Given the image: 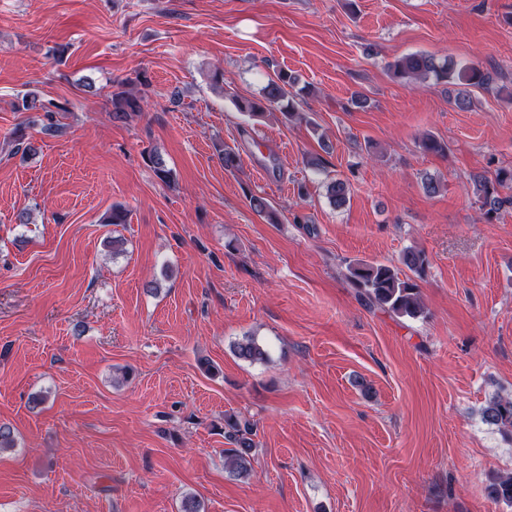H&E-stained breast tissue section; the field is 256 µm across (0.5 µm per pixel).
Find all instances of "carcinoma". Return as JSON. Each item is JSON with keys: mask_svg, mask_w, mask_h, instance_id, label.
<instances>
[{"mask_svg": "<svg viewBox=\"0 0 512 512\" xmlns=\"http://www.w3.org/2000/svg\"><path fill=\"white\" fill-rule=\"evenodd\" d=\"M393 78L405 82L421 77H432L435 81L458 87L454 98L450 99L459 110L468 108L471 89L487 88L492 81L490 73L476 63H461L453 59H438L425 53H414L400 57L387 65ZM295 79L280 71L268 78L262 89L261 97L237 101L242 112L259 116L270 108L278 107L290 114L294 111V95L291 92ZM144 96H134L124 90V84H118L112 93V112L118 119H123L131 112L142 110ZM57 105L52 101H41L31 92H27L14 104L18 112L41 111L45 113L47 123L41 127V133L55 137L61 133V127L52 120V113ZM14 154L28 155L36 150L32 142L26 140L24 129L19 127L13 132ZM421 146L424 151L440 156L448 154L445 142L431 134L423 136ZM149 161L156 176L169 183L175 179L172 169L168 168L162 155L157 150L149 154ZM475 193L483 199V205L494 211L503 200L498 189L512 186V171H501L495 182L488 181L482 175L472 177ZM351 186L344 179L337 178L327 185L330 202L343 206L349 199ZM249 205L253 211L266 218L270 224L278 223V216L273 206L263 197L252 195ZM401 263L413 274L424 273L427 260L425 255L416 250L403 253ZM349 280L358 289V294L371 307L399 317L417 318L422 315L423 308L418 293V286L411 277L400 278L398 272L383 263L355 262L349 265ZM235 355L247 362H264L268 358L267 351L253 339H248L234 347ZM483 420L491 425L512 429V398L494 399L483 410ZM252 426L249 421L241 420L235 415L224 416L225 438L232 447L224 449V466L229 474L236 478H245L250 471V453L254 446L251 438ZM486 494L495 503L512 506V475L492 479L486 486Z\"/></svg>", "mask_w": 512, "mask_h": 512, "instance_id": "cac0c4a2", "label": "carcinoma"}]
</instances>
